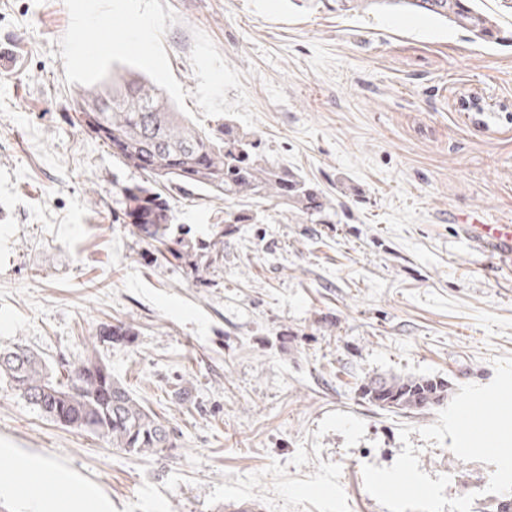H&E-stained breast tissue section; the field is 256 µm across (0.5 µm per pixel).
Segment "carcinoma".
<instances>
[{"instance_id": "carcinoma-1", "label": "carcinoma", "mask_w": 512, "mask_h": 512, "mask_svg": "<svg viewBox=\"0 0 512 512\" xmlns=\"http://www.w3.org/2000/svg\"><path fill=\"white\" fill-rule=\"evenodd\" d=\"M338 15L368 11H408L461 28L476 42L498 40L494 17L478 0H327ZM90 111L82 116L90 130L93 119L104 133L95 138L107 145L122 164L147 180L120 188L123 215L139 235L163 247L174 260L192 256L185 238L171 239L174 192H206L224 201L264 200L298 215L325 216L329 204L321 190L299 173L274 163L259 152L254 136L229 122L216 129L198 128L176 110L163 88L143 74L127 70L104 76L80 95ZM130 335L122 325L105 324L103 340L119 342ZM0 379L57 424L89 432L114 448L152 457L173 447L170 428L98 358H88L57 377L51 368L20 344L0 351ZM449 382L426 376L390 374L368 379L364 396L385 410H411L443 404Z\"/></svg>"}]
</instances>
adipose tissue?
I'll return each mask as SVG.
<instances>
[{"mask_svg": "<svg viewBox=\"0 0 512 512\" xmlns=\"http://www.w3.org/2000/svg\"><path fill=\"white\" fill-rule=\"evenodd\" d=\"M11 457L10 469L0 472V496L12 497L24 502L29 512H112V502L93 487H78L65 475L54 474L59 496L49 501L42 497L37 484L21 482L24 472H43L47 466L40 458L16 453L6 449Z\"/></svg>", "mask_w": 512, "mask_h": 512, "instance_id": "adipose-tissue-1", "label": "adipose tissue"}]
</instances>
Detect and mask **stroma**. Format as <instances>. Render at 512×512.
<instances>
[{
	"instance_id": "obj_1",
	"label": "stroma",
	"mask_w": 512,
	"mask_h": 512,
	"mask_svg": "<svg viewBox=\"0 0 512 512\" xmlns=\"http://www.w3.org/2000/svg\"><path fill=\"white\" fill-rule=\"evenodd\" d=\"M502 40L428 17L341 16L316 0H0V347L50 366L96 355L173 446L126 453L63 427L0 383V447L94 486L112 512H387L362 467L389 466L413 426L420 469L461 495L470 473L418 430L438 407L386 411L369 378L485 385L512 355V267L457 222L512 224V9L482 0ZM152 43L119 40L132 20ZM136 68L198 126L229 120L327 196L328 224L267 212L209 247L225 203L173 196L167 261L123 223L143 181L79 124L103 68ZM484 113L465 110L469 96ZM131 336L99 342L102 325Z\"/></svg>"
}]
</instances>
